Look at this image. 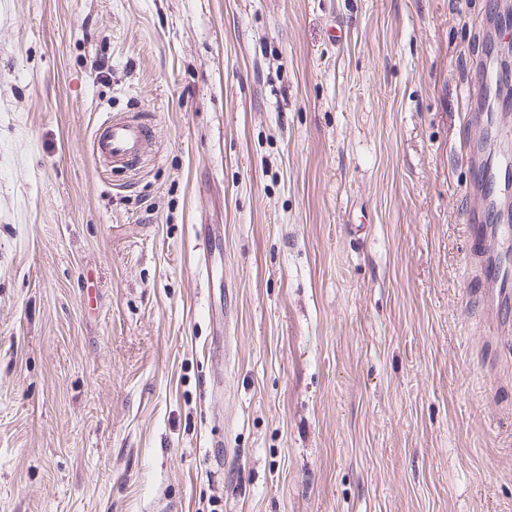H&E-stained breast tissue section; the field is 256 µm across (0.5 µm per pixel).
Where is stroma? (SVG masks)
Listing matches in <instances>:
<instances>
[{
  "label": "stroma",
  "mask_w": 512,
  "mask_h": 512,
  "mask_svg": "<svg viewBox=\"0 0 512 512\" xmlns=\"http://www.w3.org/2000/svg\"><path fill=\"white\" fill-rule=\"evenodd\" d=\"M511 17L0 0V512H512V226L466 231ZM154 135L153 126L138 112L119 117L106 113L92 137V153L112 168L130 170L138 164L144 145ZM220 236L214 232L213 234H200L196 237V249L199 253L202 269L206 274L208 282H210V272L216 259V251L220 245Z\"/></svg>",
  "instance_id": "stroma-1"
}]
</instances>
